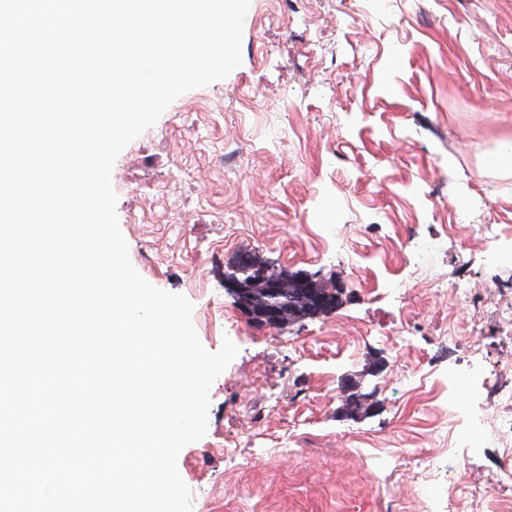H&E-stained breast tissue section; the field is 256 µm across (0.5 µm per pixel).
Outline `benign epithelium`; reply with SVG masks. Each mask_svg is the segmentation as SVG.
<instances>
[{"mask_svg": "<svg viewBox=\"0 0 512 512\" xmlns=\"http://www.w3.org/2000/svg\"><path fill=\"white\" fill-rule=\"evenodd\" d=\"M240 270L243 278L232 279L230 289L239 309L256 323L270 326L280 323L283 309L294 300L287 289L290 280L308 296V313L319 314L336 306V295L317 291L315 282L303 272L294 275L270 273L251 257L243 258Z\"/></svg>", "mask_w": 512, "mask_h": 512, "instance_id": "7a95c632", "label": "benign epithelium"}]
</instances>
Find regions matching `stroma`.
<instances>
[{
    "instance_id": "stroma-1",
    "label": "stroma",
    "mask_w": 512,
    "mask_h": 512,
    "mask_svg": "<svg viewBox=\"0 0 512 512\" xmlns=\"http://www.w3.org/2000/svg\"><path fill=\"white\" fill-rule=\"evenodd\" d=\"M510 135L512 0H251L241 65L121 152L133 266L192 302L207 350L239 349L178 456L193 512H417L512 468L492 439L449 449L472 399L440 386L474 366L512 383V169L486 164ZM416 238L432 247L408 269ZM247 255L338 305L253 323L227 287ZM462 267L497 283L482 316L454 296ZM398 277L406 300L383 299Z\"/></svg>"
}]
</instances>
